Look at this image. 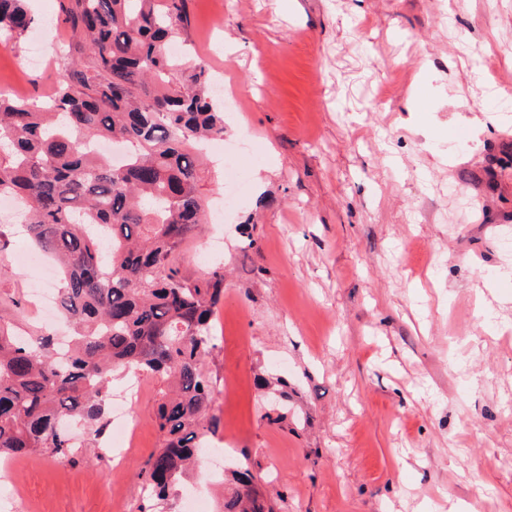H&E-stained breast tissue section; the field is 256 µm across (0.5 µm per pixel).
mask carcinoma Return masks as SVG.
Segmentation results:
<instances>
[{"label": "carcinoma", "instance_id": "obj_1", "mask_svg": "<svg viewBox=\"0 0 512 512\" xmlns=\"http://www.w3.org/2000/svg\"><path fill=\"white\" fill-rule=\"evenodd\" d=\"M70 33L67 66L42 101L0 92V196L17 199L21 223L57 258L58 308L73 329L68 355L44 333L18 336L0 315V461L39 453L77 463L67 424L84 444L109 427L114 373L161 383L154 421L160 448L138 472V512H165L215 433L209 361L224 270L191 279L177 254L206 215L207 144L224 138V104L205 60L184 67L167 46L188 27L186 0H60ZM36 18L24 0H0V43ZM126 148L122 163L94 143ZM268 416L288 414V383ZM220 512H273L248 469Z\"/></svg>", "mask_w": 512, "mask_h": 512}]
</instances>
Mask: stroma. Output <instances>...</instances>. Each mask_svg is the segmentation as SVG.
<instances>
[{
	"label": "stroma",
	"mask_w": 512,
	"mask_h": 512,
	"mask_svg": "<svg viewBox=\"0 0 512 512\" xmlns=\"http://www.w3.org/2000/svg\"><path fill=\"white\" fill-rule=\"evenodd\" d=\"M36 29L0 44V90L42 99L68 64L59 0H28ZM186 40L241 102L224 115L207 213L179 258L215 238L224 300L210 363L223 472L192 484L213 505L245 467L275 512H512V0H187ZM422 109L405 112L408 96ZM499 116L479 128L473 106ZM0 215V310L45 322L31 248ZM260 373L288 382L269 423ZM123 493L109 446L71 465L0 464L22 512H137L159 448V383L142 375ZM224 453V452H223Z\"/></svg>",
	"instance_id": "obj_1"
}]
</instances>
